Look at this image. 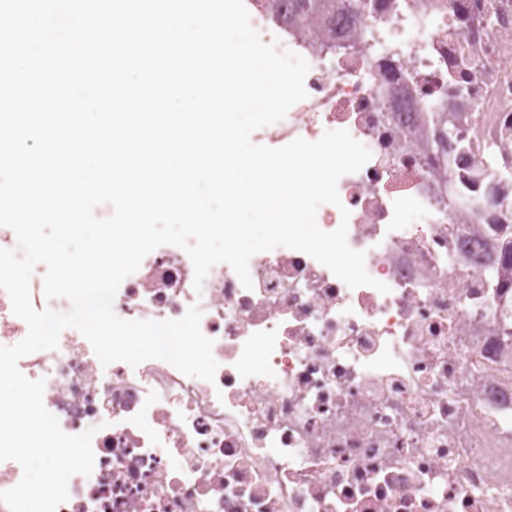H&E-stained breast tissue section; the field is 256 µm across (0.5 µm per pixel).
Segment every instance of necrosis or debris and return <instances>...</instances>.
I'll return each mask as SVG.
<instances>
[{"label": "necrosis or debris", "instance_id": "1", "mask_svg": "<svg viewBox=\"0 0 512 512\" xmlns=\"http://www.w3.org/2000/svg\"><path fill=\"white\" fill-rule=\"evenodd\" d=\"M329 17L282 29L253 8L261 40L309 64L266 135L344 129L369 149L316 222H347L389 293L286 247L250 259L251 287L221 263L197 291L187 253L157 248L114 311L199 305L215 380L102 365L74 329L23 357L61 429L96 430L56 512H512V256L489 232L512 224L493 202L512 179L487 173L489 152L512 159V0H336ZM448 112L465 149L437 142Z\"/></svg>", "mask_w": 512, "mask_h": 512}]
</instances>
